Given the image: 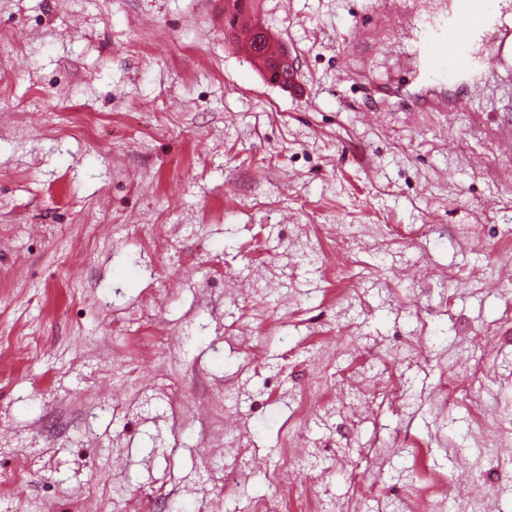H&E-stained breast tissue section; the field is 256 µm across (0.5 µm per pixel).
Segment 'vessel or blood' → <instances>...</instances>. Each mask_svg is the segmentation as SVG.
Masks as SVG:
<instances>
[{"label":"vessel or blood","mask_w":512,"mask_h":512,"mask_svg":"<svg viewBox=\"0 0 512 512\" xmlns=\"http://www.w3.org/2000/svg\"><path fill=\"white\" fill-rule=\"evenodd\" d=\"M501 20V9L490 0H454L453 8L420 29L412 54L414 67L442 82L469 77L467 95L456 102L457 108L468 107L486 91L479 72L490 67L512 69V31ZM493 40L499 43L495 57L474 52L478 42Z\"/></svg>","instance_id":"vessel-or-blood-1"}]
</instances>
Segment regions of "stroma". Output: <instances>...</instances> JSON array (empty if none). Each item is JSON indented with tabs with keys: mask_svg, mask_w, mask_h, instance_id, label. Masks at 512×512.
I'll list each match as a JSON object with an SVG mask.
<instances>
[{
	"mask_svg": "<svg viewBox=\"0 0 512 512\" xmlns=\"http://www.w3.org/2000/svg\"><path fill=\"white\" fill-rule=\"evenodd\" d=\"M449 5L257 0L285 90L224 0H0V512H512V80L395 33Z\"/></svg>",
	"mask_w": 512,
	"mask_h": 512,
	"instance_id": "stroma-1",
	"label": "stroma"
}]
</instances>
